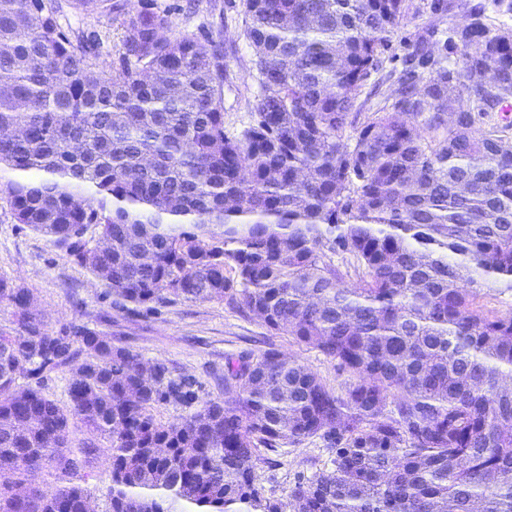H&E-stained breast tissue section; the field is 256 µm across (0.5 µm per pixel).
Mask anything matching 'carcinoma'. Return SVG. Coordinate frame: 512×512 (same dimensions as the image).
<instances>
[{
  "mask_svg": "<svg viewBox=\"0 0 512 512\" xmlns=\"http://www.w3.org/2000/svg\"><path fill=\"white\" fill-rule=\"evenodd\" d=\"M404 2L243 0L260 91L230 136L223 39L158 36L196 0H140L115 45L67 13L121 15L120 0H0L15 223L117 303L227 296L353 377L337 393L297 359L244 354L224 396L161 424L150 408L194 403L192 382L84 325L50 328L0 279V512L95 508L80 483L28 485L42 468L81 476L94 446L69 451L74 419L109 443L103 512H512V316L460 287L512 283V139L493 123L512 107V29L478 5L419 38L348 144ZM64 367L66 406L42 387ZM314 437L328 466L264 496L259 447Z\"/></svg>",
  "mask_w": 512,
  "mask_h": 512,
  "instance_id": "carcinoma-1",
  "label": "carcinoma"
}]
</instances>
